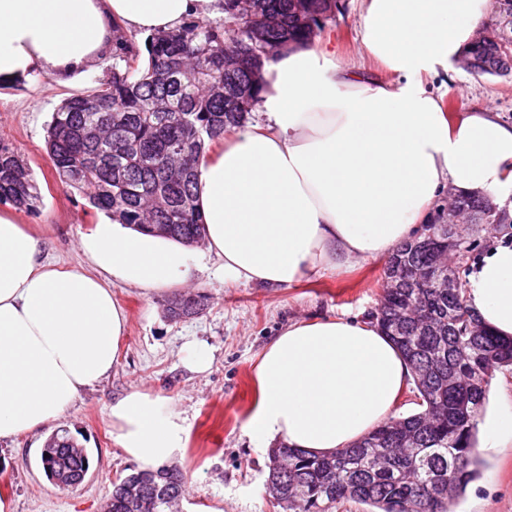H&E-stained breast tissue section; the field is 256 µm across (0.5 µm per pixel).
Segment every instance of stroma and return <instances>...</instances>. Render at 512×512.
<instances>
[{
    "label": "stroma",
    "instance_id": "35a3bbf8",
    "mask_svg": "<svg viewBox=\"0 0 512 512\" xmlns=\"http://www.w3.org/2000/svg\"><path fill=\"white\" fill-rule=\"evenodd\" d=\"M362 0H339L319 33L332 41L341 59L369 69L362 48ZM112 75L111 65L58 84L46 74L0 83V139L17 148L30 164L42 200L36 211L20 212L22 223L42 233L47 259L61 268L85 266L78 241L101 218L82 195L62 184L45 152L46 125L68 96L91 91ZM453 114L492 107L512 122V79L471 72L458 63L424 79ZM384 260L361 263L345 274L321 273L297 288H264L225 280L216 258H206L190 286L205 307L191 319L167 313L168 297L141 295L118 287L114 295L128 316L119 361L110 377L86 390L70 413L56 421L86 448L84 482L60 490L40 465L41 437L25 434L0 443V499L9 512H101L117 477L136 470L112 437L109 407L134 389L167 397L184 419L188 444L178 467L185 476L182 512H278L266 493L268 451L254 444L243 425L257 402L253 374L265 345L289 323L342 313L370 321L384 283ZM205 346L208 370L192 371L186 350ZM482 476L470 483L456 512H512V443L481 450Z\"/></svg>",
    "mask_w": 512,
    "mask_h": 512
}]
</instances>
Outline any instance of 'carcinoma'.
<instances>
[{
  "mask_svg": "<svg viewBox=\"0 0 512 512\" xmlns=\"http://www.w3.org/2000/svg\"><path fill=\"white\" fill-rule=\"evenodd\" d=\"M330 0H229L224 17L190 21L146 38L147 58L121 37L112 51V78L89 93L65 99L52 114L45 150L59 179L82 194L89 208L124 224L162 228L186 245L199 243L205 225L195 206L198 162L209 145L239 126L260 92L256 69L280 45L312 40L331 13ZM493 19L503 35L487 36L463 52L477 74L512 73V0H495ZM33 171L0 139V203L33 211L40 203ZM491 200L462 195V217L484 221ZM448 236L423 225L393 253L391 268L434 267L430 238ZM480 233L459 244L468 263L484 245ZM372 322L400 349L415 373L423 407L386 422L351 448L329 457L282 443L269 453L266 493L282 512H334L352 501L369 512H455L480 474L475 418L486 400L485 382L512 368V338L488 328L465 304L464 288L419 287L395 281L384 289ZM48 479L58 472L88 473L85 448L63 430L45 443ZM139 496L113 482L110 512H170L183 495L177 468L134 471Z\"/></svg>",
  "mask_w": 512,
  "mask_h": 512,
  "instance_id": "carcinoma-1",
  "label": "carcinoma"
}]
</instances>
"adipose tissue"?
I'll use <instances>...</instances> for the list:
<instances>
[{"instance_id":"adipose-tissue-1","label":"adipose tissue","mask_w":512,"mask_h":512,"mask_svg":"<svg viewBox=\"0 0 512 512\" xmlns=\"http://www.w3.org/2000/svg\"><path fill=\"white\" fill-rule=\"evenodd\" d=\"M491 9L492 0H364L362 45L391 82L316 40L274 56L256 119L199 162L201 249L108 219L79 241L91 271L63 269L43 259L13 207L0 208V441L50 426L109 377L128 328L114 287L148 297L190 284L206 256L233 281L299 286L391 256L443 189H512V123L490 107L447 115L421 83ZM223 14L224 0H0V81L42 71L66 84L102 67L117 31L148 36ZM464 297L483 325L512 336V239L493 240L471 264ZM413 379L374 325L344 314L296 321L259 356L244 431L326 455L386 422ZM110 416L139 469L181 460L187 428L165 398L135 389Z\"/></svg>"}]
</instances>
